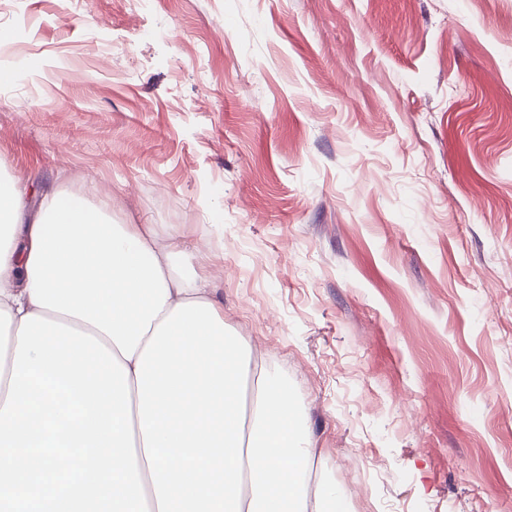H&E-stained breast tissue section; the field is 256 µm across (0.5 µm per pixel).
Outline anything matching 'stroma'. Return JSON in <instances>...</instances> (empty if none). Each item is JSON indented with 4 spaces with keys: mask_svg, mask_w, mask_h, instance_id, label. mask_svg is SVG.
Listing matches in <instances>:
<instances>
[{
    "mask_svg": "<svg viewBox=\"0 0 512 512\" xmlns=\"http://www.w3.org/2000/svg\"><path fill=\"white\" fill-rule=\"evenodd\" d=\"M0 0V169L178 234L349 512H512V0Z\"/></svg>",
    "mask_w": 512,
    "mask_h": 512,
    "instance_id": "stroma-1",
    "label": "stroma"
}]
</instances>
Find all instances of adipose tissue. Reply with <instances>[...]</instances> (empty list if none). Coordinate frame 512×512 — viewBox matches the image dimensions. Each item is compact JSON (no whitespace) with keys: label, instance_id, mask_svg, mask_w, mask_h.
I'll use <instances>...</instances> for the list:
<instances>
[{"label":"adipose tissue","instance_id":"adipose-tissue-1","mask_svg":"<svg viewBox=\"0 0 512 512\" xmlns=\"http://www.w3.org/2000/svg\"><path fill=\"white\" fill-rule=\"evenodd\" d=\"M174 236L118 224L105 202L38 201L0 173V407L17 332L40 315L96 337L129 370L133 436L150 512H341L309 488L307 413L288 381L251 376L205 272Z\"/></svg>","mask_w":512,"mask_h":512}]
</instances>
